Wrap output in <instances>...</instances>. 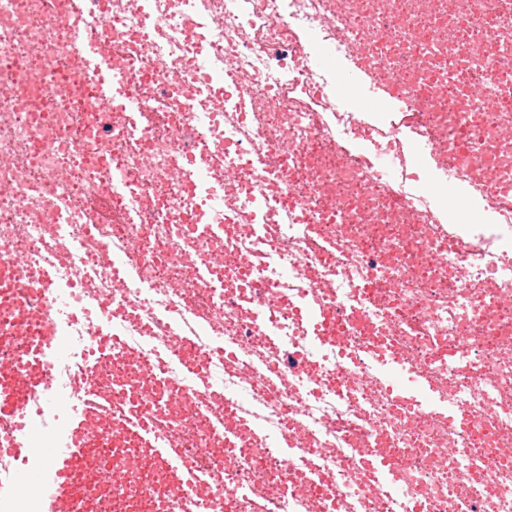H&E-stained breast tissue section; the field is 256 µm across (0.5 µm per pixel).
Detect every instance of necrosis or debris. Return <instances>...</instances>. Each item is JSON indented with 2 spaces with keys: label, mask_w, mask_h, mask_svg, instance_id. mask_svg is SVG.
I'll use <instances>...</instances> for the list:
<instances>
[{
  "label": "necrosis or debris",
  "mask_w": 512,
  "mask_h": 512,
  "mask_svg": "<svg viewBox=\"0 0 512 512\" xmlns=\"http://www.w3.org/2000/svg\"><path fill=\"white\" fill-rule=\"evenodd\" d=\"M79 28L100 33L113 81L144 101L142 132L126 113L90 111ZM311 34L345 65L363 56L402 88L437 79L448 98L433 110L399 99V121L337 110L333 98L358 90L312 66ZM499 56H512V0H0V436L15 410L44 414L51 387L76 386L31 356L59 319L95 366L79 386L110 407L90 452L75 455V512H512V195L488 197L512 183V139L501 136L512 70H493ZM48 67L67 94L36 82ZM315 84L327 98L311 95ZM362 123L374 135L355 152ZM412 139L441 153L444 186L464 184L493 215L465 251H440L434 230L466 213L422 193L413 162L388 178L372 161ZM201 145L211 193L162 179ZM275 181L270 236L253 199ZM214 208L222 221L210 231L192 223ZM62 210L70 223H48ZM115 241L131 261L110 269L101 251ZM314 277L335 313L321 333L295 315ZM348 302L360 321L341 315ZM139 306L153 320L134 333ZM187 317L205 319L223 351L200 355L185 336L157 376L128 368L127 355L155 353ZM392 349L469 427L366 384ZM145 389L151 402L139 400ZM136 411L198 471L223 477V496L191 508L163 497L166 476L148 458L121 484L97 480V467L141 455L137 436L117 432ZM451 441L473 449V466L443 455ZM373 448L404 478L352 468Z\"/></svg>",
  "instance_id": "4bbe7bcc"
}]
</instances>
